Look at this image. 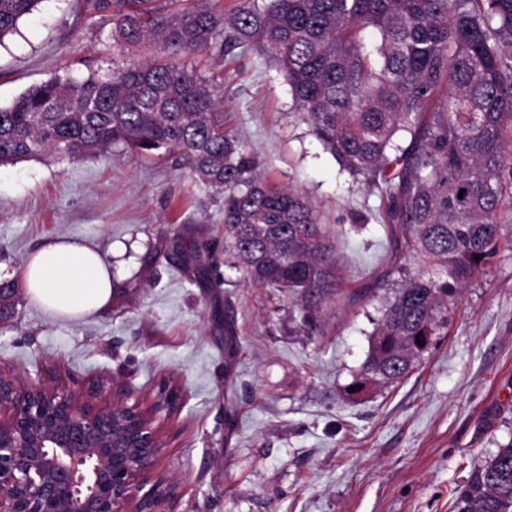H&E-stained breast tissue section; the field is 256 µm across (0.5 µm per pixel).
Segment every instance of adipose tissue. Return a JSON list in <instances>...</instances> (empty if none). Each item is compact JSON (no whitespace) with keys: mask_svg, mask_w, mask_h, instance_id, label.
<instances>
[{"mask_svg":"<svg viewBox=\"0 0 512 512\" xmlns=\"http://www.w3.org/2000/svg\"><path fill=\"white\" fill-rule=\"evenodd\" d=\"M23 276L30 301L58 318L77 321L112 305V267L90 245L46 240L28 257Z\"/></svg>","mask_w":512,"mask_h":512,"instance_id":"ef3b65f1","label":"adipose tissue"}]
</instances>
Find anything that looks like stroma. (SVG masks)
<instances>
[{"mask_svg": "<svg viewBox=\"0 0 512 512\" xmlns=\"http://www.w3.org/2000/svg\"><path fill=\"white\" fill-rule=\"evenodd\" d=\"M82 0H41L0 41V106L55 76H111L126 59ZM224 100V127L258 159L255 176L309 197L339 239L355 303L324 304L303 324L295 299L257 288L224 252V201L168 159L121 148L79 160L0 166V282L15 284L0 322V369L73 384L112 375L138 395L182 387L163 421L159 471L175 512H451L452 491L512 439V176L499 216L504 249L471 279L403 380L348 396L369 335L415 258L389 259L376 188L342 170L298 112L260 48L190 57ZM366 229L354 231L361 217ZM48 237L95 246L118 291L107 311L52 317L26 294L22 269ZM213 242L211 287L180 266L181 240ZM242 344L224 355V321Z\"/></svg>", "mask_w": 512, "mask_h": 512, "instance_id": "obj_1", "label": "stroma"}]
</instances>
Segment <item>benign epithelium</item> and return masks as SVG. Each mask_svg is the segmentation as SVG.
Wrapping results in <instances>:
<instances>
[{
  "mask_svg": "<svg viewBox=\"0 0 512 512\" xmlns=\"http://www.w3.org/2000/svg\"><path fill=\"white\" fill-rule=\"evenodd\" d=\"M131 397L112 377L71 389L0 371V512H174L155 421L182 401Z\"/></svg>",
  "mask_w": 512,
  "mask_h": 512,
  "instance_id": "benign-epithelium-1",
  "label": "benign epithelium"
}]
</instances>
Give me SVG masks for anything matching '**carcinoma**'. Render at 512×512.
Returning a JSON list of instances; mask_svg holds the SVG:
<instances>
[{
	"mask_svg": "<svg viewBox=\"0 0 512 512\" xmlns=\"http://www.w3.org/2000/svg\"><path fill=\"white\" fill-rule=\"evenodd\" d=\"M40 0H0V41ZM86 0L111 25L112 48L145 61L102 79L55 77L0 106V165L98 157L182 159L224 199L225 250L258 288L287 292L301 321L346 290L336 241L298 191L264 184L256 159L224 131V105L187 56L255 44L284 72L298 112L339 166L383 195L394 257L423 259L375 323L357 395L404 379L469 281L499 251L498 216L512 175V0ZM403 139L405 144L397 143ZM209 243L182 261L200 280ZM238 350L224 319V351ZM453 512H512V438L453 490Z\"/></svg>",
	"mask_w": 512,
	"mask_h": 512,
	"instance_id": "carcinoma-1",
	"label": "carcinoma"
}]
</instances>
